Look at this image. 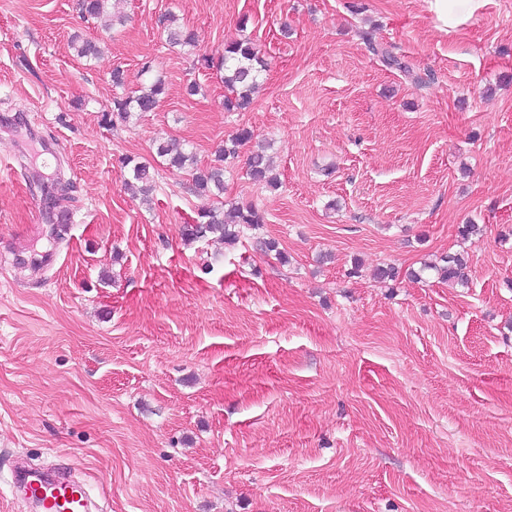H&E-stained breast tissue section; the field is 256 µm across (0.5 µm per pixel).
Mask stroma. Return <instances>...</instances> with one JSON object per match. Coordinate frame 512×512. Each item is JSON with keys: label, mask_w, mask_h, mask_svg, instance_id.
<instances>
[{"label": "stroma", "mask_w": 512, "mask_h": 512, "mask_svg": "<svg viewBox=\"0 0 512 512\" xmlns=\"http://www.w3.org/2000/svg\"><path fill=\"white\" fill-rule=\"evenodd\" d=\"M118 7L112 31L77 0H0V512H32L19 461L86 480L96 512H512V0L448 32L427 0ZM168 13L196 48L167 42ZM76 34L102 55L78 58ZM245 36L264 82L228 112L222 72L193 61ZM147 61L160 106L106 124ZM242 127L282 185L239 160L224 198L265 222L186 242L204 199L156 145L204 165ZM124 155L154 166L150 202ZM450 253L467 287L422 272Z\"/></svg>", "instance_id": "stroma-1"}]
</instances>
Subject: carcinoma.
Listing matches in <instances>:
<instances>
[{
	"mask_svg": "<svg viewBox=\"0 0 512 512\" xmlns=\"http://www.w3.org/2000/svg\"><path fill=\"white\" fill-rule=\"evenodd\" d=\"M109 0H78L81 13L90 18H100L107 13ZM164 31L169 43L184 47H196L198 35L195 31L178 26L174 17L163 19ZM365 40L373 54L378 56L384 65L411 74L410 67L385 48L375 44L372 37L367 35ZM72 49L76 56L90 62L101 53V45L92 39H80L76 36L71 40ZM220 68L224 70V109L228 112L247 109L253 94L258 88L262 72L266 64L260 57L259 47L249 38L224 46ZM165 93V82L159 77L149 79L146 86L135 95L116 96L112 100V114H103L104 121L120 120L128 122L134 115L152 112L159 105L161 96ZM251 145L245 162V175L255 184L275 190L280 180L274 171L266 146L253 142V132L248 128L239 129L233 136L224 141V147L216 154L215 163L206 168L198 167L193 147L185 143L176 146L169 141L157 144L156 154L165 159L170 165L187 169L192 173L194 189L201 197L220 196L224 193V163L239 157L241 149ZM123 167L128 169L129 177L125 185L136 190L143 200H149L155 187L153 166L146 161H137L132 157L121 160ZM265 223L264 213L254 205L233 204L229 208L203 206L196 212L192 222L183 226L186 239H196L211 236L227 245L240 241L243 229L256 228ZM467 265L464 258L448 254L441 258L440 265H425L421 272L414 274L420 278L421 273L436 270L442 278L461 285L468 283Z\"/></svg>",
	"mask_w": 512,
	"mask_h": 512,
	"instance_id": "1",
	"label": "carcinoma"
}]
</instances>
